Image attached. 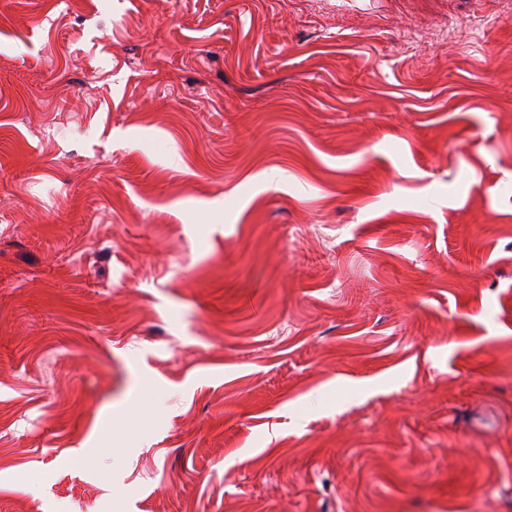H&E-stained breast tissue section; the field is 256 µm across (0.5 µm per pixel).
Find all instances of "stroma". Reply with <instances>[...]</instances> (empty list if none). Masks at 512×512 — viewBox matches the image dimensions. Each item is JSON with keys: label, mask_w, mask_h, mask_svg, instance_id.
<instances>
[{"label": "stroma", "mask_w": 512, "mask_h": 512, "mask_svg": "<svg viewBox=\"0 0 512 512\" xmlns=\"http://www.w3.org/2000/svg\"><path fill=\"white\" fill-rule=\"evenodd\" d=\"M0 512H512V0H0Z\"/></svg>", "instance_id": "35a3bbf8"}]
</instances>
